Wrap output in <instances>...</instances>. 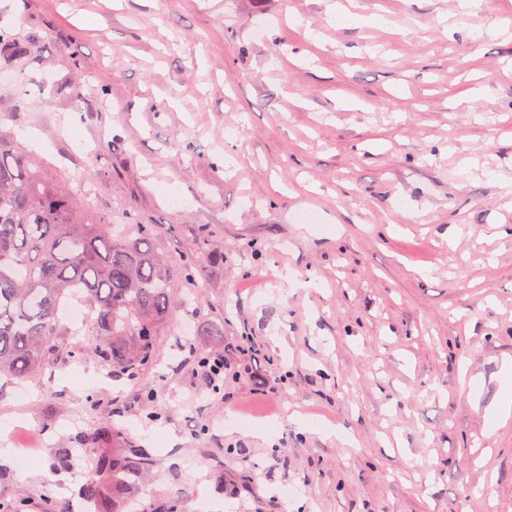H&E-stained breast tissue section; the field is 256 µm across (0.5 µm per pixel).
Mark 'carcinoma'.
Returning a JSON list of instances; mask_svg holds the SVG:
<instances>
[{"mask_svg":"<svg viewBox=\"0 0 512 512\" xmlns=\"http://www.w3.org/2000/svg\"><path fill=\"white\" fill-rule=\"evenodd\" d=\"M28 43L0 24V62L12 66ZM112 215L48 182L40 167L0 128V385L39 374L54 341L71 331L60 307L79 295L92 314L88 335L98 357L117 373L156 361L157 338L174 315L176 288L194 289L198 265L171 264L155 245L154 228L138 224L112 237ZM104 481L83 496L95 512H125L132 478L147 474V452L134 445L105 449Z\"/></svg>","mask_w":512,"mask_h":512,"instance_id":"1","label":"carcinoma"}]
</instances>
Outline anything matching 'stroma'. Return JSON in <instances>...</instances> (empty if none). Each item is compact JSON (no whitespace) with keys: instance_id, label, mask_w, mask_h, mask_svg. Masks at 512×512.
<instances>
[{"instance_id":"obj_1","label":"stroma","mask_w":512,"mask_h":512,"mask_svg":"<svg viewBox=\"0 0 512 512\" xmlns=\"http://www.w3.org/2000/svg\"><path fill=\"white\" fill-rule=\"evenodd\" d=\"M335 3L0 0L31 40L0 127L113 236L152 225L203 267L155 365L116 378L63 336L31 397L0 393L38 452L0 459V500L79 512L108 422L153 457L143 512H512L486 413L512 365V0Z\"/></svg>"}]
</instances>
